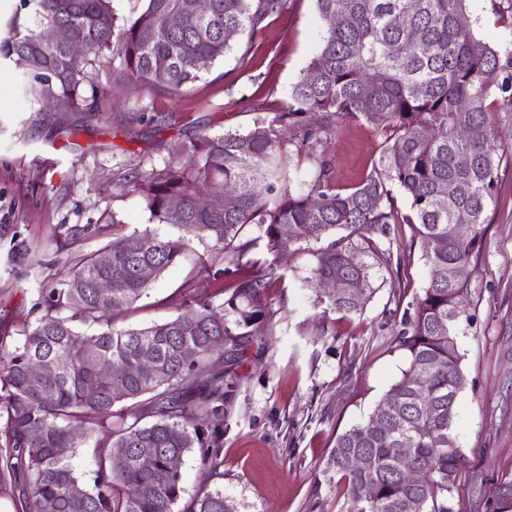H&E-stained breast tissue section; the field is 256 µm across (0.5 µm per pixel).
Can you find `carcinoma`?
<instances>
[{
    "label": "carcinoma",
    "mask_w": 512,
    "mask_h": 512,
    "mask_svg": "<svg viewBox=\"0 0 512 512\" xmlns=\"http://www.w3.org/2000/svg\"><path fill=\"white\" fill-rule=\"evenodd\" d=\"M315 5L326 29L284 111L257 118L244 132L175 140L163 165L128 184L151 221L213 243L235 267L249 249L234 245L247 225L263 230L272 251L344 232L312 253L311 281L346 280L342 294L322 295L345 315L361 311L371 292L365 250L354 237L413 225L427 282L403 319L399 343L408 366L367 419L337 437L329 464L348 479L353 512H403L412 499L421 512H453L461 456L453 425L465 383L457 336L468 290L455 271L478 257L495 201L502 155L491 115L512 112V49L476 36L469 0ZM287 9L288 0H210L209 12L199 15L194 0H146L123 20L112 0H21L0 38V60L25 59L33 99L92 112L93 70L109 56L120 59L123 80L185 93L231 50L226 31L255 35ZM175 12L185 17L178 27L168 24ZM58 24L82 52L43 41L42 32ZM345 121L372 128L380 143L370 172L342 190L321 148ZM303 156L315 161L307 179L291 167ZM226 189L231 207L223 203ZM397 192L408 202L405 212L396 206ZM203 197L210 206H199ZM173 199L179 207L170 206ZM462 211L472 224L465 238L455 229ZM184 247L181 236L146 231L112 251L106 265L100 250L82 256L49 290L35 323L0 356V493L17 496L21 512H175L183 489L172 457L198 447L207 472L221 467L219 422L234 383L209 360L224 342H237L229 316L238 328L263 318L261 295L273 265L254 262L225 304L195 297L176 317L142 328L115 326L105 317L112 304L96 288L106 280L120 303L131 304L150 285L141 269L148 265L160 276ZM80 324L99 330L87 336ZM118 379L123 385L115 391ZM100 429L109 440L97 448L90 485L73 460L82 439ZM402 453L420 470V484L395 471ZM229 510L223 492L204 488L183 512ZM484 512H512V477L492 485Z\"/></svg>",
    "instance_id": "cac0c4a2"
}]
</instances>
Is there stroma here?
<instances>
[{"label": "stroma", "mask_w": 512, "mask_h": 512, "mask_svg": "<svg viewBox=\"0 0 512 512\" xmlns=\"http://www.w3.org/2000/svg\"><path fill=\"white\" fill-rule=\"evenodd\" d=\"M287 12L256 36L241 35L192 89L118 80L119 59L101 64L91 112H56L22 89L27 67L0 64V332L17 335L33 324L46 289L68 277L78 255L125 237L176 229L150 222L127 178L162 165L170 139L200 131H246L273 116L320 44L325 29L314 0H288ZM504 151L497 204L488 213L482 251L467 269V314L458 347L466 386L453 433L463 456L450 498L454 512H483L482 491L512 476V112L495 115ZM379 139L353 121L328 138L324 153L338 186L370 171ZM411 225L377 237L398 268L366 254L372 294L346 316L317 300L308 283L316 243L270 251L256 226L241 231L245 265L226 270L224 256L186 235L184 254L133 304L117 307L116 326L139 327L182 312L189 297L227 301L251 273L271 263L262 303L266 334L225 345L218 370L235 387L226 403L223 464L206 477L199 450L180 465L183 500L202 488L220 489L235 512H349L347 482L329 469L339 434L362 422L401 377L407 353L398 343L405 312L426 285Z\"/></svg>", "instance_id": "35a3bbf8"}]
</instances>
